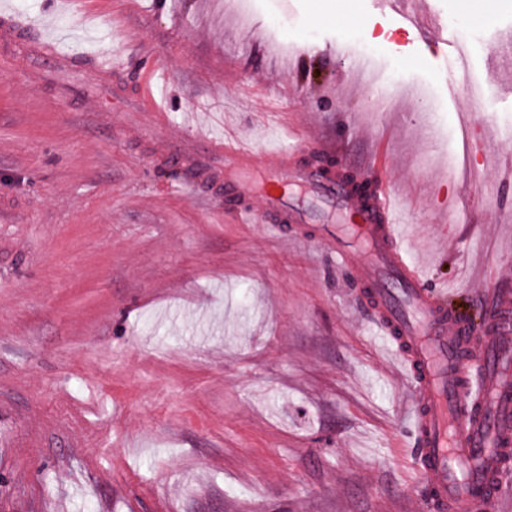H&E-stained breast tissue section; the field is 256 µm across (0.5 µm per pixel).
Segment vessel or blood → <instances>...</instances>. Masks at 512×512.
<instances>
[{
    "label": "vessel or blood",
    "mask_w": 512,
    "mask_h": 512,
    "mask_svg": "<svg viewBox=\"0 0 512 512\" xmlns=\"http://www.w3.org/2000/svg\"><path fill=\"white\" fill-rule=\"evenodd\" d=\"M210 144L234 169L228 196L260 194L267 212L295 222L300 215L285 207L281 189L304 183L344 216V225H325L321 239L343 263L362 248L356 276L372 322L415 391L413 464L432 512H512V290L484 292L483 318L473 322L449 308L447 291L431 286L408 255L390 196L368 198L344 179L310 171L287 176L283 151Z\"/></svg>",
    "instance_id": "1"
}]
</instances>
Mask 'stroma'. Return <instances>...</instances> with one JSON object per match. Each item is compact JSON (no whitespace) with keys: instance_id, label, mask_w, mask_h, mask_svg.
I'll use <instances>...</instances> for the list:
<instances>
[{"instance_id":"1","label":"stroma","mask_w":512,"mask_h":512,"mask_svg":"<svg viewBox=\"0 0 512 512\" xmlns=\"http://www.w3.org/2000/svg\"><path fill=\"white\" fill-rule=\"evenodd\" d=\"M240 2L0 0V512H425L364 288L318 225L257 197L242 221L194 136L313 135L289 168L394 195L414 261L478 314L512 275V0H418L413 26ZM466 30L482 101L448 51ZM366 39L424 98L352 74Z\"/></svg>"}]
</instances>
